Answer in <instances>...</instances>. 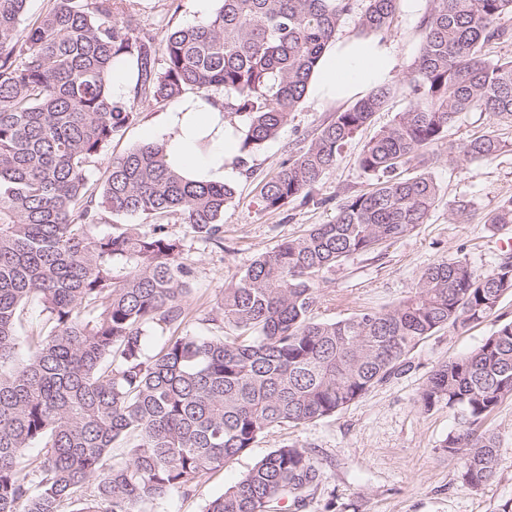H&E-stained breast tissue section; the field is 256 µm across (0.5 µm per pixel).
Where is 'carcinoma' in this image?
<instances>
[{"mask_svg": "<svg viewBox=\"0 0 512 512\" xmlns=\"http://www.w3.org/2000/svg\"><path fill=\"white\" fill-rule=\"evenodd\" d=\"M26 2L0 0V512H148L189 495L270 430L336 414L404 371L425 339L486 320L512 291L510 253L489 273L442 259L387 309L313 317L321 273L427 222L440 186L424 149L460 113L512 120V60L481 53L508 35L499 20L512 0H432L406 79L335 113L262 185L266 209L309 201L373 114L398 93L412 97L358 158L373 190L344 198L330 223L259 254L224 288L202 321L236 331L229 340L189 329L193 266L154 220L175 216L222 248L234 188L183 179L158 143L112 159L95 184L87 167L139 121L140 104L173 106L188 90L224 94V113L244 126L242 150L261 149L288 125L344 18L357 11L360 34H384L399 0H218L214 14L158 42L135 10L115 17L118 0H50L28 25ZM118 60L135 73L128 104L112 97ZM501 149L492 135L457 147L485 159ZM409 168L416 174L402 177ZM109 214L142 223L97 233ZM487 224H512V197ZM32 301L42 319L27 330ZM167 330L146 352L148 335ZM508 398L512 321L439 363L420 392L425 410L457 414L442 449L467 488L497 475L487 420ZM29 448L41 454L28 459ZM323 478L311 452L284 445L204 512H272Z\"/></svg>", "mask_w": 512, "mask_h": 512, "instance_id": "cac0c4a2", "label": "carcinoma"}]
</instances>
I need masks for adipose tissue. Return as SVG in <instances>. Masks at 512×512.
Listing matches in <instances>:
<instances>
[{
	"instance_id": "obj_1",
	"label": "adipose tissue",
	"mask_w": 512,
	"mask_h": 512,
	"mask_svg": "<svg viewBox=\"0 0 512 512\" xmlns=\"http://www.w3.org/2000/svg\"><path fill=\"white\" fill-rule=\"evenodd\" d=\"M395 65L390 44L364 37L339 39L323 54L311 90L326 101L360 98L385 82ZM150 134L160 137L167 163L187 179L221 184L235 172L241 132L225 119L221 101L204 94L183 97Z\"/></svg>"
}]
</instances>
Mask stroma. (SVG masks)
I'll return each instance as SVG.
<instances>
[{"label": "stroma", "instance_id": "1", "mask_svg": "<svg viewBox=\"0 0 512 512\" xmlns=\"http://www.w3.org/2000/svg\"><path fill=\"white\" fill-rule=\"evenodd\" d=\"M132 4L144 30L156 36L195 23L218 7L217 0H210L203 9L197 0H132ZM430 7V0H421L414 11L400 5L390 31L384 34L397 58L392 82L402 81L418 56L424 36L422 20ZM410 104V97L399 95L375 113L370 125L345 144L335 166L315 187L312 200L263 209L259 203L262 181L281 168L290 149L307 144L322 123L345 108L341 102L305 96L280 136L247 155L232 179L235 197L224 210L223 249L206 246L188 225L169 219L167 232L182 239L185 255L195 267L186 301L192 330L214 334V326L200 324V317L216 307L224 288L258 254L313 225L329 223L337 201L373 187L374 178L360 170L357 157L369 137ZM163 110V105L151 101L142 104L139 122L114 139L106 156L91 164L90 178H101L112 158L145 142ZM488 133L505 143L496 157H459L458 146ZM428 152L440 196L427 223L405 238L371 253L352 255L323 272L317 318L341 319L396 304L410 294L428 265L442 259H462L486 273L495 268L512 239V224L490 230L486 220L503 199L512 196V122L477 110L460 113L441 143ZM461 200L468 202L469 213L457 222L451 210ZM504 321H512L510 293L502 298L496 316L463 330L445 328L426 339L412 352L411 369L399 378L376 386L336 415L307 426L271 430L223 472L204 477L194 494H171L155 504L154 512H203L207 498L284 445L309 449L325 473L322 482L305 493L303 504L289 506L288 512H499L501 505L512 500V399L504 400L489 420L499 439L497 476L474 491L462 486L456 466L442 450L457 426L455 412L444 405L424 410L419 394L440 362L472 351Z\"/></svg>", "mask_w": 512, "mask_h": 512}]
</instances>
